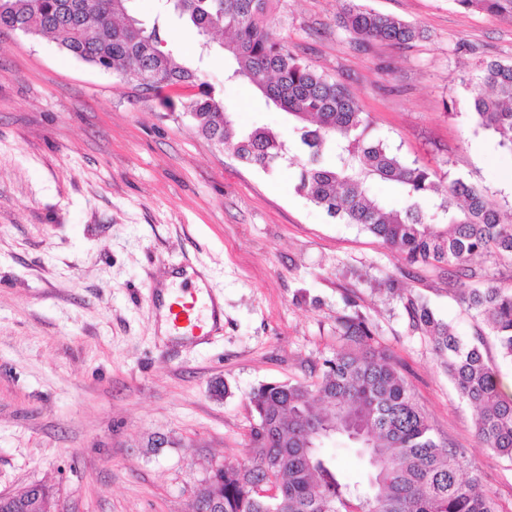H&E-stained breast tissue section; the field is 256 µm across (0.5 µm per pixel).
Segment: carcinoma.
<instances>
[{
    "mask_svg": "<svg viewBox=\"0 0 512 512\" xmlns=\"http://www.w3.org/2000/svg\"><path fill=\"white\" fill-rule=\"evenodd\" d=\"M131 0H0V29L48 36L68 55L136 82L169 107L180 105L198 131L244 162L264 171L281 162L299 168L297 193L326 213L358 224L413 265L448 266V291L482 327L461 339L418 294L400 295L408 327L430 338L462 399L479 410L480 443L512 461V395L486 360L484 336L495 338L512 361V289L491 280L482 287L471 266L485 254L512 258V214L492 205L461 178L441 189L426 166L405 164L383 141L369 136L371 122L347 87L305 64L274 31L273 0H163L199 37L229 35L218 43L229 82H246L284 111L301 155L267 127L241 130L197 70L179 62L159 20L144 24ZM465 10L512 18V0H455ZM342 27L363 40L408 45L424 30L363 6L349 8ZM478 126L512 149V64L486 63L472 89ZM377 181L395 184L402 205L373 193ZM338 333L364 349L340 348L310 382H269L249 402L257 422L245 464L210 471L193 495L192 512H502L479 489L464 453L437 440L423 408L386 350L369 344L368 318L342 315ZM353 445L364 470L351 477L324 451L331 439ZM276 479L278 494L258 493Z\"/></svg>",
    "mask_w": 512,
    "mask_h": 512,
    "instance_id": "carcinoma-1",
    "label": "carcinoma"
}]
</instances>
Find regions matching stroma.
Returning a JSON list of instances; mask_svg holds the SVG:
<instances>
[{
	"instance_id": "35a3bbf8",
	"label": "stroma",
	"mask_w": 512,
	"mask_h": 512,
	"mask_svg": "<svg viewBox=\"0 0 512 512\" xmlns=\"http://www.w3.org/2000/svg\"><path fill=\"white\" fill-rule=\"evenodd\" d=\"M352 1L425 34L361 45L340 24ZM272 17L403 162L512 213V150L477 126L468 85L486 62L512 64V19L455 0H274ZM168 29L238 126L286 132L252 87L225 83L223 57H200L177 19ZM297 174L246 165L181 109L50 39L0 31V492L43 482L57 512H191L212 464L248 459L253 388L308 379L344 344L337 317L358 313L435 438L512 512V462L480 445L475 408L384 288L420 294L469 340L447 268L408 267L296 193ZM185 266L224 304L223 325L193 342L159 330L157 296Z\"/></svg>"
}]
</instances>
